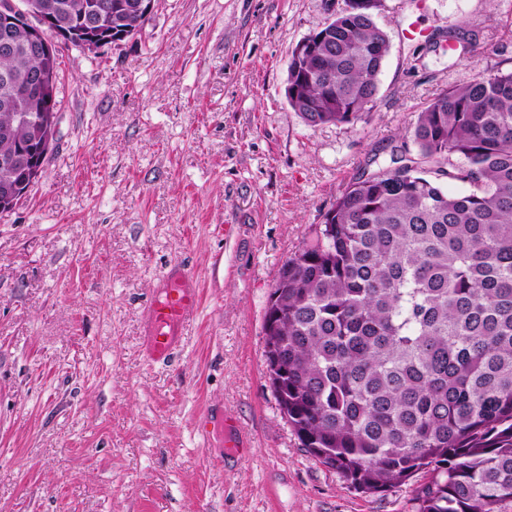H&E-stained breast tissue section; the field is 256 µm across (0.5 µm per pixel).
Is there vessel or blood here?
<instances>
[{"label": "vessel or blood", "instance_id": "obj_1", "mask_svg": "<svg viewBox=\"0 0 512 512\" xmlns=\"http://www.w3.org/2000/svg\"><path fill=\"white\" fill-rule=\"evenodd\" d=\"M201 292L191 270L174 267L164 272L143 313L147 358L168 364L179 350L187 327L198 317Z\"/></svg>", "mask_w": 512, "mask_h": 512}]
</instances>
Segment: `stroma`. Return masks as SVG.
<instances>
[{"label": "stroma", "instance_id": "stroma-1", "mask_svg": "<svg viewBox=\"0 0 512 512\" xmlns=\"http://www.w3.org/2000/svg\"><path fill=\"white\" fill-rule=\"evenodd\" d=\"M346 0H155L132 36L60 47L53 151L0 216V512H417L420 473L369 494L303 448L270 387L269 293L346 186L416 153L440 90L512 70V0H381L370 111L311 127L285 96L296 44ZM456 29L465 50H437ZM180 262L198 319L172 365L141 311ZM205 411L240 431L199 435Z\"/></svg>", "mask_w": 512, "mask_h": 512}]
</instances>
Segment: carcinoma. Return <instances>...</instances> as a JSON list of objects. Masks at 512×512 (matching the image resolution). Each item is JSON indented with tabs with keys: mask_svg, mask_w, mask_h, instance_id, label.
I'll return each instance as SVG.
<instances>
[{
	"mask_svg": "<svg viewBox=\"0 0 512 512\" xmlns=\"http://www.w3.org/2000/svg\"><path fill=\"white\" fill-rule=\"evenodd\" d=\"M48 28L128 16L132 0H34ZM379 0L315 30L325 56H292L287 101L309 126L369 110L389 52ZM130 17V16H128ZM144 24L137 16L128 26ZM0 53V195L21 185L59 110L58 53ZM50 69L45 84L30 74ZM417 156L352 181L283 263L263 330L270 380L302 447L352 488L381 493L426 471L418 512H498L512 501V71L437 93ZM467 183L445 193L426 174Z\"/></svg>",
	"mask_w": 512,
	"mask_h": 512,
	"instance_id": "1",
	"label": "carcinoma"
}]
</instances>
